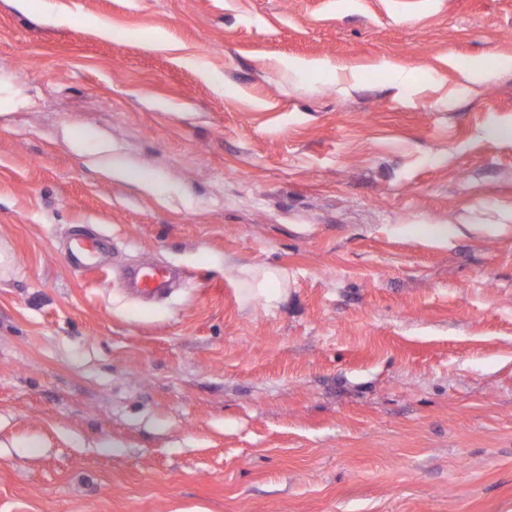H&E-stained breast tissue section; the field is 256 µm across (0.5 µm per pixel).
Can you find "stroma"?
<instances>
[{"mask_svg": "<svg viewBox=\"0 0 512 512\" xmlns=\"http://www.w3.org/2000/svg\"><path fill=\"white\" fill-rule=\"evenodd\" d=\"M50 2L0 0V512H512V0ZM99 248L100 240L97 238L76 240L65 256L73 267L94 272L104 265L97 260ZM125 279L134 296L144 301H151L168 294L172 272L167 264H142L129 268L126 271Z\"/></svg>", "mask_w": 512, "mask_h": 512, "instance_id": "stroma-1", "label": "stroma"}]
</instances>
